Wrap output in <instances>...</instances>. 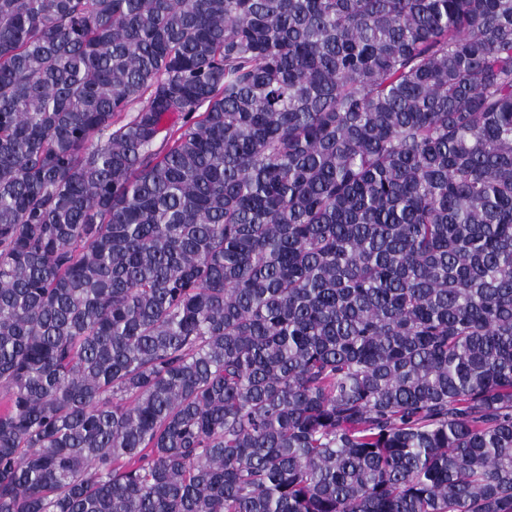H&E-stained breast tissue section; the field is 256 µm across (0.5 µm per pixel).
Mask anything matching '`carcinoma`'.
I'll return each mask as SVG.
<instances>
[{
    "label": "carcinoma",
    "instance_id": "cac0c4a2",
    "mask_svg": "<svg viewBox=\"0 0 512 512\" xmlns=\"http://www.w3.org/2000/svg\"><path fill=\"white\" fill-rule=\"evenodd\" d=\"M0 512H512V0H0Z\"/></svg>",
    "mask_w": 512,
    "mask_h": 512
}]
</instances>
